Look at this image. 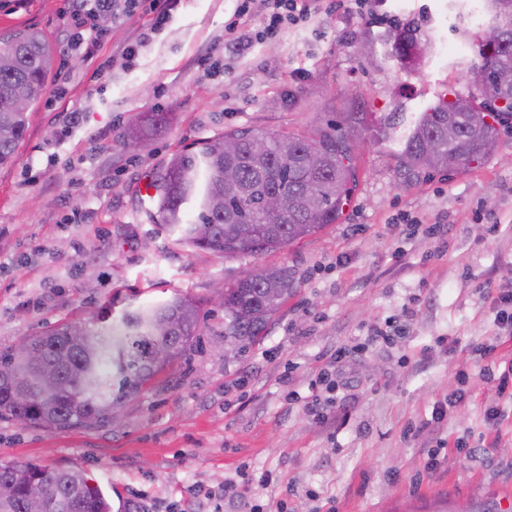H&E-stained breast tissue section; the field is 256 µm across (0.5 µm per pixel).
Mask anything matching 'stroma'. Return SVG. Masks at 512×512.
Returning <instances> with one entry per match:
<instances>
[{
	"label": "stroma",
	"instance_id": "35a3bbf8",
	"mask_svg": "<svg viewBox=\"0 0 512 512\" xmlns=\"http://www.w3.org/2000/svg\"><path fill=\"white\" fill-rule=\"evenodd\" d=\"M65 7L0 5V34L31 26L64 50L0 167V349L114 298L137 307L188 294L204 320L199 347L119 420L0 422V461L81 469L126 512H183L190 500L206 512H417L439 500L451 512H512V408L492 435L493 363L470 351L494 329L479 288L512 289V129L481 165L411 179L397 141L371 139L388 119L405 125L468 94L476 47L454 31L467 0H382L375 13L322 14L246 51L224 39L235 0H180L141 48L148 16H113L93 60L67 51ZM394 24L432 36L422 72L377 41ZM154 112L169 122L126 150L123 129ZM349 117L365 141L357 182L338 222L313 236L230 257L184 248L145 216L150 172L198 140L244 126L307 135ZM436 223L444 233L428 234ZM256 267L287 268L294 291L255 345L225 353L215 288ZM375 328L386 337L372 343ZM340 348L352 358L330 392L317 379ZM459 370L470 374L464 404L434 419ZM315 394L332 399L335 420L308 411ZM264 472L273 480L262 486Z\"/></svg>",
	"mask_w": 512,
	"mask_h": 512
}]
</instances>
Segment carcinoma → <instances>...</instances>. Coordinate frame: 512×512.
<instances>
[{
  "label": "carcinoma",
  "instance_id": "cac0c4a2",
  "mask_svg": "<svg viewBox=\"0 0 512 512\" xmlns=\"http://www.w3.org/2000/svg\"><path fill=\"white\" fill-rule=\"evenodd\" d=\"M499 42L488 49L482 29L463 31L477 47L468 68L470 108L460 99L440 100L416 113L399 140L398 159L409 174L445 172L448 156L462 168L489 157L488 142L512 125V86L497 73L512 70V0H484ZM389 55L403 67L420 63L430 35L418 28H391L382 35ZM62 51L34 27L0 36V166L15 157L29 123L30 106L44 94ZM24 96L27 106L15 101ZM236 141L228 151L224 141ZM319 156L308 158V139L272 130L234 128L173 154L151 176L147 218L178 235L181 244L228 256L277 251L334 224L356 182L358 143L340 125L317 129ZM232 173V179L226 174ZM270 194L284 198L278 214L264 208ZM293 291L284 267L267 269L263 280L249 276L224 289V338L241 350L255 344ZM201 304L188 294L125 309L114 316L104 306L90 319L74 320L32 336L22 346L0 349V421L57 430L111 422L114 407L149 386L172 362L198 343ZM167 353L159 360L156 355ZM42 512H112L104 494L77 469H47L32 463H0V512H30L33 497Z\"/></svg>",
  "mask_w": 512,
  "mask_h": 512
}]
</instances>
